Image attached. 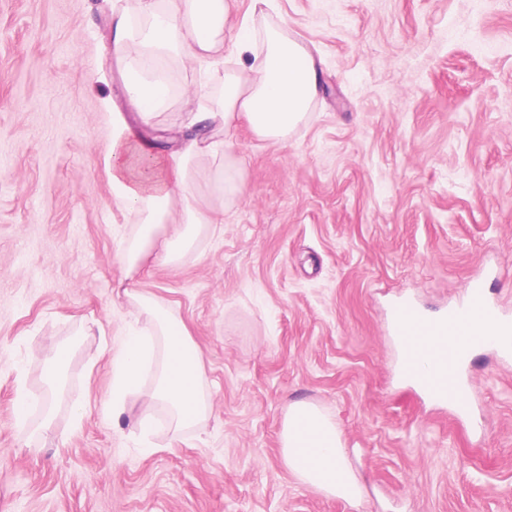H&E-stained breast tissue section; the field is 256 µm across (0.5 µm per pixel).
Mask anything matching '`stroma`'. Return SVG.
I'll return each instance as SVG.
<instances>
[{"label": "stroma", "mask_w": 512, "mask_h": 512, "mask_svg": "<svg viewBox=\"0 0 512 512\" xmlns=\"http://www.w3.org/2000/svg\"><path fill=\"white\" fill-rule=\"evenodd\" d=\"M125 2L0 0V512H512V360L474 350L460 420L399 377L389 328L397 301L438 315L479 272L512 315V0H272L323 94L287 141L239 122L220 231L134 279L202 353L212 413L180 439L102 409L129 320L104 163ZM65 341L54 400L44 361ZM296 400L336 421L359 503L288 470Z\"/></svg>", "instance_id": "1"}]
</instances>
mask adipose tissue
Segmentation results:
<instances>
[{
	"label": "adipose tissue",
	"instance_id": "obj_1",
	"mask_svg": "<svg viewBox=\"0 0 512 512\" xmlns=\"http://www.w3.org/2000/svg\"><path fill=\"white\" fill-rule=\"evenodd\" d=\"M257 13L230 19L229 0H134L114 13L108 50L126 69L133 120L112 116L105 165L116 206L133 223L115 259L134 278L150 257L181 264L201 238L224 221V201L239 195V169L227 160L239 120L269 141L287 140L320 91V70L286 23L258 25ZM197 71L200 91L174 92L171 65ZM178 100L187 118L177 127L160 116ZM211 161L200 167L199 158ZM125 298L137 325L112 356V396L104 410L113 424L150 435L155 408L171 435L197 430L211 410L201 354L183 321L155 298L130 287ZM142 414L126 420L128 401ZM283 458L305 485L350 502L360 481L347 461L335 422L317 406L295 401L281 431Z\"/></svg>",
	"mask_w": 512,
	"mask_h": 512
}]
</instances>
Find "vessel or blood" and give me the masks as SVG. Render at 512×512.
I'll return each instance as SVG.
<instances>
[{
    "label": "vessel or blood",
    "instance_id": "obj_1",
    "mask_svg": "<svg viewBox=\"0 0 512 512\" xmlns=\"http://www.w3.org/2000/svg\"><path fill=\"white\" fill-rule=\"evenodd\" d=\"M475 320L490 323L491 334L472 328ZM390 328L401 352V377L462 415L473 408L464 375L471 352L490 342L503 357H512V316L489 300L479 279L469 283L464 302L433 318L415 303L397 304Z\"/></svg>",
    "mask_w": 512,
    "mask_h": 512
}]
</instances>
